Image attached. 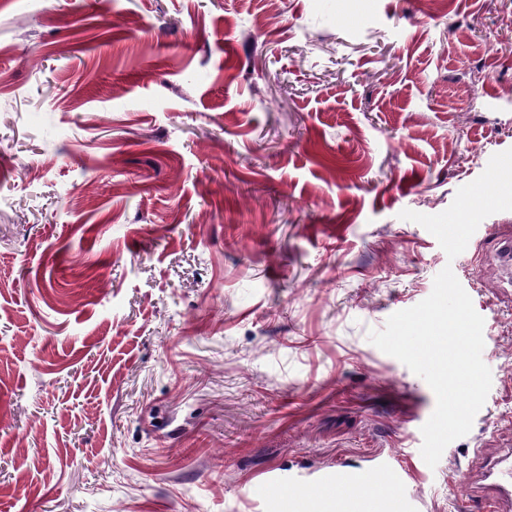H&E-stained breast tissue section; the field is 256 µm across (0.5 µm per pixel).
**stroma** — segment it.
<instances>
[{
    "mask_svg": "<svg viewBox=\"0 0 512 512\" xmlns=\"http://www.w3.org/2000/svg\"><path fill=\"white\" fill-rule=\"evenodd\" d=\"M512 0H0V512H266L398 457L459 512L512 449ZM492 373L436 467V399L370 331L445 267Z\"/></svg>",
    "mask_w": 512,
    "mask_h": 512,
    "instance_id": "obj_1",
    "label": "stroma"
}]
</instances>
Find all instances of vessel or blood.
<instances>
[{
    "mask_svg": "<svg viewBox=\"0 0 512 512\" xmlns=\"http://www.w3.org/2000/svg\"><path fill=\"white\" fill-rule=\"evenodd\" d=\"M406 475L398 463L382 459L369 469L339 468L313 481H280L268 512H413ZM462 500L484 512H512V455L482 475L468 476Z\"/></svg>",
    "mask_w": 512,
    "mask_h": 512,
    "instance_id": "vessel-or-blood-1",
    "label": "vessel or blood"
}]
</instances>
